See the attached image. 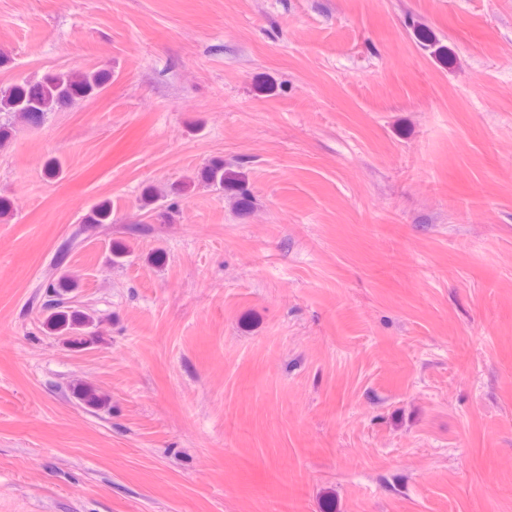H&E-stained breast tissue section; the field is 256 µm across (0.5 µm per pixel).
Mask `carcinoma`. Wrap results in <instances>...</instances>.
Returning <instances> with one entry per match:
<instances>
[{
  "label": "carcinoma",
  "mask_w": 512,
  "mask_h": 512,
  "mask_svg": "<svg viewBox=\"0 0 512 512\" xmlns=\"http://www.w3.org/2000/svg\"><path fill=\"white\" fill-rule=\"evenodd\" d=\"M111 78L112 72L108 70L46 73L39 79L18 82L1 91L0 112H11L26 123L37 126L45 120L48 113L98 95ZM204 179L207 184L219 189L235 188L239 206L249 207L251 195L244 180L239 173L224 168V163L215 161L207 165ZM111 215V205L104 202L86 214L84 223L105 224ZM74 287V282L67 276L48 283L49 299L43 325L50 334L63 337L72 346L83 347L90 344V340L83 336V330L92 324V318L68 306L64 295ZM73 394L92 408L104 407L107 404L106 396L88 384L78 385L73 389Z\"/></svg>",
  "instance_id": "cac0c4a2"
}]
</instances>
